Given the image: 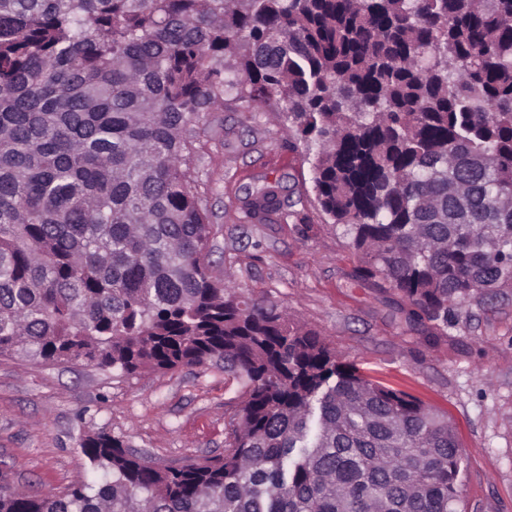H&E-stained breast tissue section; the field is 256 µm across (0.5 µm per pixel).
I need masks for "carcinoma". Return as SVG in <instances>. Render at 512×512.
<instances>
[{"label": "carcinoma", "instance_id": "1", "mask_svg": "<svg viewBox=\"0 0 512 512\" xmlns=\"http://www.w3.org/2000/svg\"><path fill=\"white\" fill-rule=\"evenodd\" d=\"M230 98L281 108L427 341L512 288V0H0V356L243 388L224 455L158 468L99 431L90 482L0 512H462L447 414L212 275L187 162Z\"/></svg>", "mask_w": 512, "mask_h": 512}]
</instances>
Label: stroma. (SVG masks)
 <instances>
[{
  "instance_id": "35a3bbf8",
  "label": "stroma",
  "mask_w": 512,
  "mask_h": 512,
  "mask_svg": "<svg viewBox=\"0 0 512 512\" xmlns=\"http://www.w3.org/2000/svg\"><path fill=\"white\" fill-rule=\"evenodd\" d=\"M189 163L211 215L212 274L287 306L346 361L447 413L463 447L466 512H512V292L453 307L447 337L394 320L402 300L362 279L341 228L320 211L303 145L282 112L228 103L199 124ZM280 186L277 223L248 194ZM242 387L216 367L125 376L87 364L0 357V485L63 494L91 476L79 444L104 431L153 466L222 455Z\"/></svg>"
}]
</instances>
